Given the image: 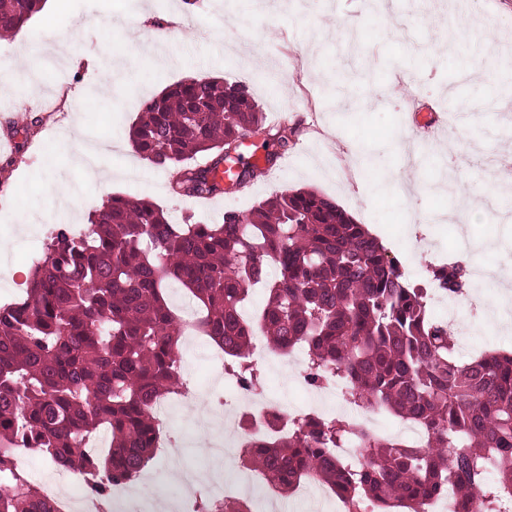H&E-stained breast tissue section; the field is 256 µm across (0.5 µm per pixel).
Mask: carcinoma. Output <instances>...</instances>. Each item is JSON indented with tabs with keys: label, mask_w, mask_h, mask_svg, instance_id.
<instances>
[{
	"label": "carcinoma",
	"mask_w": 512,
	"mask_h": 512,
	"mask_svg": "<svg viewBox=\"0 0 512 512\" xmlns=\"http://www.w3.org/2000/svg\"><path fill=\"white\" fill-rule=\"evenodd\" d=\"M47 0H0V37L19 32ZM267 133L245 86L192 78L141 102L128 140L143 160L173 173L175 194H224L257 170L224 150ZM204 163H197L198 158ZM279 267L270 279L267 266ZM441 290L466 285L459 265L433 273ZM196 311V333L224 351L232 375L261 385L250 361L254 330L278 351L300 347L315 382L334 381L354 406L383 408L426 433L424 447L370 434L365 463L334 455L355 432L336 419L267 422L242 467L280 493L307 480L360 512L362 502L426 512L450 483L460 512L512 505V352L458 358L426 294L366 225L313 190H283L243 216L183 223L146 199L110 195L86 232L59 224L32 265L21 298L0 305V512H54L18 469L12 448L33 441L52 464L76 471L101 497L151 461L160 427L154 404L180 392L182 318L168 282ZM266 300L242 318L252 287ZM189 512H252L242 497L216 503L201 490Z\"/></svg>",
	"instance_id": "1"
}]
</instances>
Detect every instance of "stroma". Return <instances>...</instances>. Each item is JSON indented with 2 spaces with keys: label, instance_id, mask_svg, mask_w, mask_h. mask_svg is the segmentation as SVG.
<instances>
[{
  "label": "stroma",
  "instance_id": "1",
  "mask_svg": "<svg viewBox=\"0 0 512 512\" xmlns=\"http://www.w3.org/2000/svg\"><path fill=\"white\" fill-rule=\"evenodd\" d=\"M400 18L404 34L395 37L378 28L365 0H66L53 26L37 15L16 36L1 37L0 163L9 175L0 178V304L22 295L53 225L85 231L89 211L112 194L149 199L178 221L191 214L218 223L226 210L248 214L272 192L310 189L371 228L414 281L456 262L454 222L415 214L457 210L458 193L479 202L465 215L473 238L512 244V223L481 204L497 173L512 175V86L493 67L499 44H512V0H463L449 19L436 0H406ZM443 29L452 46L439 55L435 33ZM195 77L239 82L268 124L284 119L300 129L288 150L273 141L243 148L247 163L278 156L245 192L204 202L175 197L168 171L128 142L142 100ZM64 82L73 86L64 111H43ZM461 112L476 156L460 168L454 192L405 204L381 187L386 168L438 183L442 160L426 131ZM77 130L116 146L100 157L98 175L79 162ZM419 237L437 252L410 249ZM212 350L201 336L183 348L189 389L207 388Z\"/></svg>",
  "mask_w": 512,
  "mask_h": 512
}]
</instances>
